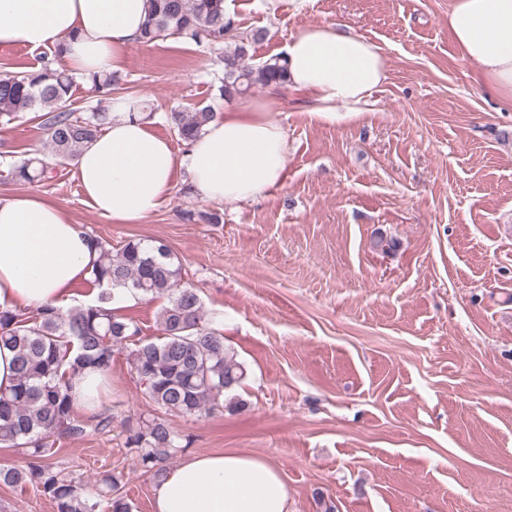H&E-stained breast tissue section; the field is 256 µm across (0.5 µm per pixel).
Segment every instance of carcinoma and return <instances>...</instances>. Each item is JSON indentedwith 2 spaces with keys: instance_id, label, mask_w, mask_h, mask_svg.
<instances>
[{
  "instance_id": "obj_1",
  "label": "carcinoma",
  "mask_w": 512,
  "mask_h": 512,
  "mask_svg": "<svg viewBox=\"0 0 512 512\" xmlns=\"http://www.w3.org/2000/svg\"><path fill=\"white\" fill-rule=\"evenodd\" d=\"M233 25L225 0H147V14L138 42L151 45L175 39L221 49L223 77L219 95L231 101L256 87L281 88L288 83L285 58L272 56L258 65L248 63L250 44L261 39ZM65 48L42 53L38 65L16 74L0 75V126H8L28 112L36 113L45 131L51 161L38 156L10 165L16 183L44 180L51 168L66 166L86 144L101 134L112 113L97 105L85 115L76 108L78 81L93 93L112 97L119 89L116 74L76 77L63 67ZM214 118L209 106L170 113L179 142L188 145ZM99 258L88 281L98 288L95 304L64 310L43 306L26 316L0 310V346L15 354L17 381L0 392V443L20 448L29 457L22 467L0 469V483L33 485L53 504L54 512H131L107 474L101 487L86 494L68 479L47 452L62 440L76 441L90 434L112 432L114 415L106 406L82 418L76 416L72 381L86 370L104 375L112 371L114 354L128 353L131 371L145 398L166 413L194 416L224 412V394L241 387L247 375L243 363L224 345V336L204 322V309L195 288L182 282L181 267L167 244L130 240L119 250L97 241ZM163 298L158 314L160 336L140 337V328L110 307L115 294ZM125 447L146 470L159 468L179 448V434L160 417L126 426Z\"/></svg>"
}]
</instances>
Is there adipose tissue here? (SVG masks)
Returning a JSON list of instances; mask_svg holds the SVG:
<instances>
[{
  "instance_id": "ef3b65f1",
  "label": "adipose tissue",
  "mask_w": 512,
  "mask_h": 512,
  "mask_svg": "<svg viewBox=\"0 0 512 512\" xmlns=\"http://www.w3.org/2000/svg\"><path fill=\"white\" fill-rule=\"evenodd\" d=\"M146 18V0H0V46L67 47L74 74L120 72L123 51ZM448 30L489 87L512 101V0H452ZM288 87L317 108L356 111L388 78L379 45L341 23L303 28L286 47ZM275 98L228 107L186 149L115 98L111 124L73 161L91 206L135 224L169 197L178 169L207 199H256L285 172L287 134ZM98 257L90 237L55 202L0 194V309L65 306ZM153 512H288V489L272 463L240 452L205 453L162 473Z\"/></svg>"
}]
</instances>
